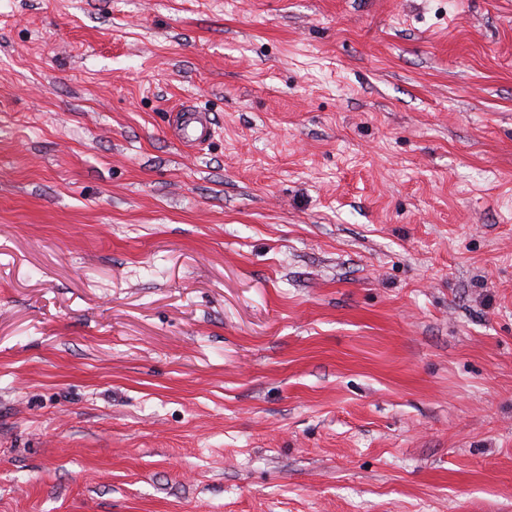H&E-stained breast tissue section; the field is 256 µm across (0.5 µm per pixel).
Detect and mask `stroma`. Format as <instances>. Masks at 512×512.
<instances>
[{"instance_id":"obj_1","label":"stroma","mask_w":512,"mask_h":512,"mask_svg":"<svg viewBox=\"0 0 512 512\" xmlns=\"http://www.w3.org/2000/svg\"><path fill=\"white\" fill-rule=\"evenodd\" d=\"M0 512H512V0H0ZM168 131L172 137L189 145L209 142L215 133L209 114L196 108L170 113Z\"/></svg>"}]
</instances>
